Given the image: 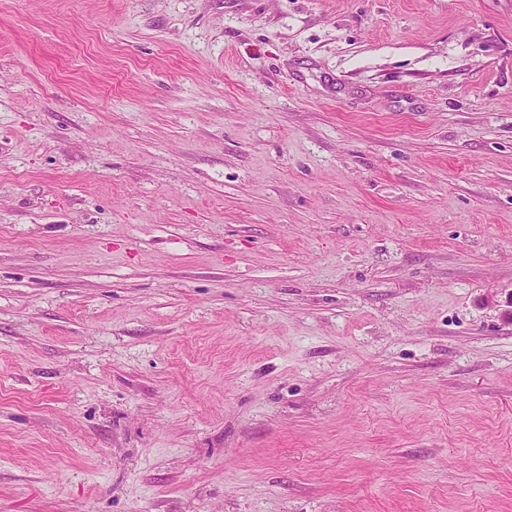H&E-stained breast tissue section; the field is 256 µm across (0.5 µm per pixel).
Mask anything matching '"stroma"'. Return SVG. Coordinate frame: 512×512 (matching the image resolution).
Instances as JSON below:
<instances>
[{"label": "stroma", "mask_w": 512, "mask_h": 512, "mask_svg": "<svg viewBox=\"0 0 512 512\" xmlns=\"http://www.w3.org/2000/svg\"><path fill=\"white\" fill-rule=\"evenodd\" d=\"M0 512H512V0H0Z\"/></svg>", "instance_id": "stroma-1"}]
</instances>
